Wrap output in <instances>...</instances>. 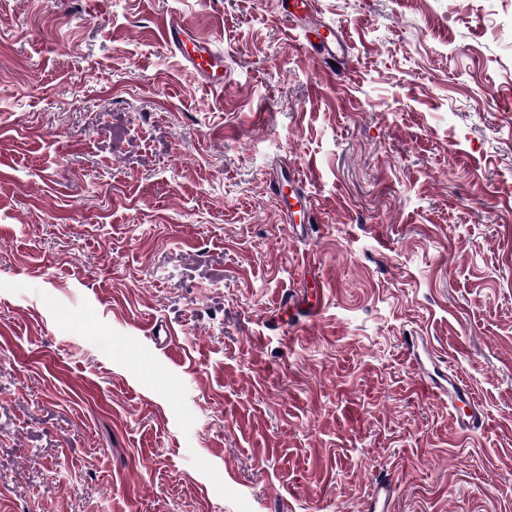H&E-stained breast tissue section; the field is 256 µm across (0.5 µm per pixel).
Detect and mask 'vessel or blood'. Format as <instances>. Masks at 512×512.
Instances as JSON below:
<instances>
[{
  "instance_id": "vessel-or-blood-1",
  "label": "vessel or blood",
  "mask_w": 512,
  "mask_h": 512,
  "mask_svg": "<svg viewBox=\"0 0 512 512\" xmlns=\"http://www.w3.org/2000/svg\"><path fill=\"white\" fill-rule=\"evenodd\" d=\"M278 11L293 29L310 33L316 15L315 0H276ZM162 37L171 49L178 51L192 68L213 87L224 85V55L209 44L198 42L176 16L166 17L162 25ZM309 51L326 59L348 58V44L342 34L328 31L321 34L318 42L309 43ZM434 395H447L448 408L453 412L455 423L462 435L468 436L485 427L486 412L480 401L465 382H457L453 393H444L433 387ZM395 488L390 478L377 480L372 486L366 503V512H392Z\"/></svg>"
}]
</instances>
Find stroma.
<instances>
[{
	"label": "stroma",
	"mask_w": 512,
	"mask_h": 512,
	"mask_svg": "<svg viewBox=\"0 0 512 512\" xmlns=\"http://www.w3.org/2000/svg\"><path fill=\"white\" fill-rule=\"evenodd\" d=\"M317 5L0 0V512H512V0ZM278 11L295 30H301L306 39L316 15L315 0H276ZM162 37L171 49L178 51L192 68L213 87H224V55L208 43H200L182 21L173 15L162 25ZM307 47L309 51L324 59H348V44L342 33H336L328 29L327 33L319 36L317 43L308 42ZM289 173L291 177V192L288 196H284L279 190V183L271 181L268 184V189L270 193L277 196L280 201L282 208L285 213L292 212V207L300 206L303 207L309 214V218L314 220L315 218V209L313 208L311 202L304 196L300 195L298 190H301L300 184L302 183L301 175L299 172L293 168H289ZM292 200L295 203H292ZM423 382L434 395L441 396L443 394L448 396V408L462 435H471L478 429L485 427L487 418L485 409L463 380H458L453 393L449 392L447 387L433 386L425 379H423ZM458 402H463L468 407V411L464 412L463 415L458 411ZM395 488L390 478L377 480L372 486L366 503L367 512H392Z\"/></svg>",
	"instance_id": "1"
}]
</instances>
